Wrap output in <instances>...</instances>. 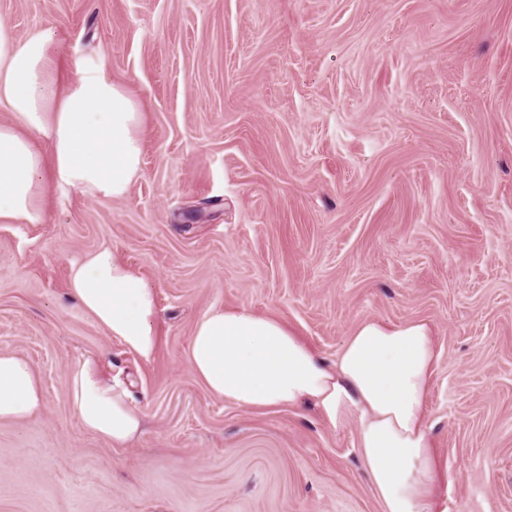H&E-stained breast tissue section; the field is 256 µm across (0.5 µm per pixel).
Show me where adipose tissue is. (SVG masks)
Returning a JSON list of instances; mask_svg holds the SVG:
<instances>
[{
	"instance_id": "obj_1",
	"label": "adipose tissue",
	"mask_w": 512,
	"mask_h": 512,
	"mask_svg": "<svg viewBox=\"0 0 512 512\" xmlns=\"http://www.w3.org/2000/svg\"><path fill=\"white\" fill-rule=\"evenodd\" d=\"M0 223L41 224L47 190L123 198L142 171L141 105L107 75V56L60 63L55 31L23 38L0 22ZM69 295L142 360L159 345L156 290L111 247L73 260ZM441 352L431 324L361 321L335 359L323 358L284 320L248 308L211 306L197 318L188 362L209 394L252 410L314 409L332 430L353 431L383 512H447L448 471L434 455L427 399ZM68 398L80 426L122 447L144 414L127 389L89 360L70 372ZM34 367L0 352V421L45 407Z\"/></svg>"
}]
</instances>
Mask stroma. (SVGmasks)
<instances>
[{"instance_id": "35a3bbf8", "label": "stroma", "mask_w": 512, "mask_h": 512, "mask_svg": "<svg viewBox=\"0 0 512 512\" xmlns=\"http://www.w3.org/2000/svg\"><path fill=\"white\" fill-rule=\"evenodd\" d=\"M0 21L105 52L144 114L124 198L0 223V351L46 396L0 421V512H382L353 432L206 391L187 352L212 305L328 359L364 319L429 321L444 505L512 512V0H0ZM102 244L156 290L152 361L68 294ZM87 358L145 413L126 447L68 400Z\"/></svg>"}]
</instances>
